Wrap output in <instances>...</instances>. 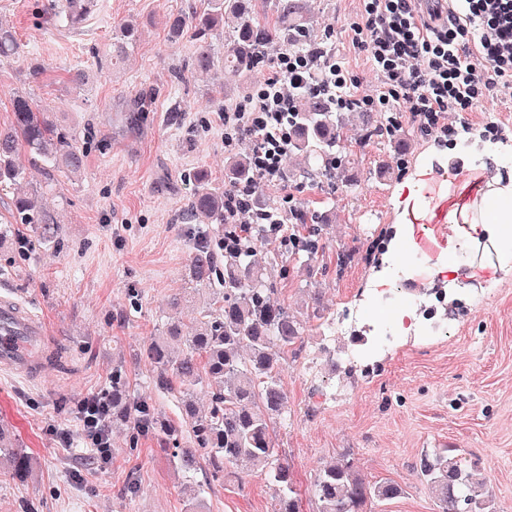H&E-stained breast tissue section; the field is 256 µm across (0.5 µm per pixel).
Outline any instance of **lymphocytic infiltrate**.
<instances>
[{
  "mask_svg": "<svg viewBox=\"0 0 512 512\" xmlns=\"http://www.w3.org/2000/svg\"><path fill=\"white\" fill-rule=\"evenodd\" d=\"M363 0L349 23L354 48L382 78L377 94H354L359 78L332 54L282 53L253 85L245 107L219 113L225 147L249 142L263 184L277 185L288 155L291 89L336 98L342 109L381 112L393 129L414 119L426 132L451 112H470L493 88L512 85V0ZM106 400L91 395L76 411L99 461L112 457Z\"/></svg>",
  "mask_w": 512,
  "mask_h": 512,
  "instance_id": "f902f5d3",
  "label": "lymphocytic infiltrate"
}]
</instances>
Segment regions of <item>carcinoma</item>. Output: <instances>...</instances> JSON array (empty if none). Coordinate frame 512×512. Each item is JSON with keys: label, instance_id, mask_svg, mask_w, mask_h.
Segmentation results:
<instances>
[{"label": "carcinoma", "instance_id": "cac0c4a2", "mask_svg": "<svg viewBox=\"0 0 512 512\" xmlns=\"http://www.w3.org/2000/svg\"><path fill=\"white\" fill-rule=\"evenodd\" d=\"M272 2V15L256 10L257 0H209L203 11H182L169 17V38L177 43L189 38L194 45L193 68L244 77L266 64L280 50L307 52L314 47L310 0ZM136 42L132 23L117 24L112 31V59L122 60ZM14 30L0 22V61L18 54ZM13 119L0 127V187L14 192L11 219L0 224V238L15 234V225H36L43 248L61 245L62 225L37 199L22 191L27 175L16 158L26 150L34 160L54 171L74 176L87 162L85 142L58 125L39 102L17 95ZM365 138L381 136L395 149H405L402 132L386 129L379 112L359 113ZM290 152L300 157L302 177L345 181L350 150L345 144L342 112L324 96L301 93L292 115ZM297 174L284 171V181ZM191 179L194 191L181 218L204 225L202 239L194 244L188 265L190 292L204 298L194 326L184 330L167 324L144 355L159 374L156 386L178 394L181 427L155 413L146 402L131 399L123 366L112 370V425L130 423L136 433H151L161 448L172 450L175 468L193 474L208 462L212 479H224V469L260 472L275 487L280 512H300L298 493L288 465L278 458L272 432L287 418V396L281 377L285 354L303 347L306 326L302 312L273 300L277 288L266 266L279 267L288 278V265L306 262L307 274L317 273L314 262L323 255L322 226L329 215L307 209L283 210L277 199L264 194L250 150L231 154L224 163V183L219 184L204 167ZM234 194L237 211L250 217L248 224L233 223L224 213V197ZM276 247L259 260L260 248ZM210 388L207 408L193 403L196 387ZM187 433L191 446L181 447ZM0 453L13 464L11 475L23 480L29 473L28 456L0 439ZM418 476L440 503L441 512H489L486 482L472 475L445 454L424 453ZM317 512H367L373 502H386L403 494L400 484L362 477L348 454L321 469L313 483Z\"/></svg>", "mask_w": 512, "mask_h": 512}]
</instances>
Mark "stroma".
I'll return each instance as SVG.
<instances>
[{"instance_id":"stroma-1","label":"stroma","mask_w":512,"mask_h":512,"mask_svg":"<svg viewBox=\"0 0 512 512\" xmlns=\"http://www.w3.org/2000/svg\"><path fill=\"white\" fill-rule=\"evenodd\" d=\"M54 2L0 0V18L13 24L20 44L15 58L0 63V126L12 119L15 92L26 91L89 150L77 181L31 162L27 153L18 156L33 187L44 188L65 240L26 256L16 237L0 241V276L24 307L45 319L51 338L50 362L39 376L0 370V423L30 459L25 480L0 469V512H188L185 477L155 439L114 427L111 461H93L75 407L84 396L110 392L112 370L120 365L133 396L180 421L175 396L156 387L157 369L140 352L161 332L170 301L186 286L190 245L181 211L193 191L190 175L200 166L224 175V127L215 120L224 88L235 87L233 100L243 103L252 82L199 74L191 41L169 43L168 13L202 0H96L76 27L60 22ZM313 2L317 41L360 78L362 92L375 93L382 78L346 30L361 0ZM131 18L142 35L125 64L112 66V27ZM75 65L90 71L93 82L72 88L67 70ZM344 117L353 186L300 177L291 187L296 205L329 209L328 252L350 249L355 256L344 272L330 267L312 278L295 265L274 296L293 306L311 292L320 298L303 350L289 352L282 368L288 418L277 442L300 512H317L314 479L345 452L366 480L389 479L404 489L370 512H440L416 473L426 450L463 459L486 479L492 512H512V244H492L485 270L469 249L458 251L474 275L468 293L478 314L448 309L449 335L380 349L361 325L329 342L320 334L336 312L369 296L372 280L396 261L389 245L402 240L404 228L396 190L413 178L410 163L463 162V174L448 187L459 202L476 195L470 173L499 169L501 153L512 152V89L497 88L474 111L456 115L453 134L406 125L410 150L402 160L382 138L365 139L352 112ZM489 121L503 127L491 140L483 132ZM372 225L388 248L368 263L362 236ZM354 348L367 357L350 368L346 357ZM192 481L204 489L207 512H272L275 489L264 474L242 478L230 469L220 481L205 482L199 473Z\"/></svg>"}]
</instances>
